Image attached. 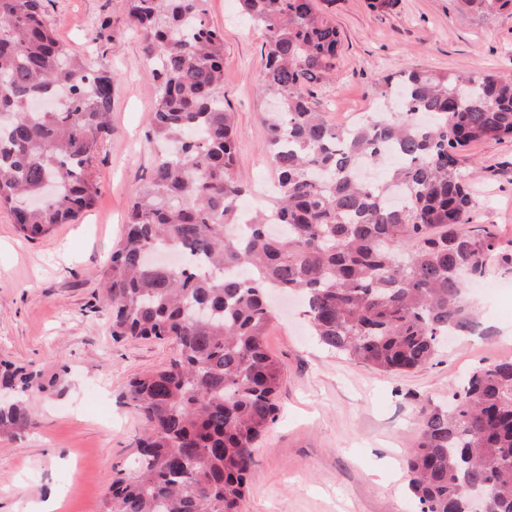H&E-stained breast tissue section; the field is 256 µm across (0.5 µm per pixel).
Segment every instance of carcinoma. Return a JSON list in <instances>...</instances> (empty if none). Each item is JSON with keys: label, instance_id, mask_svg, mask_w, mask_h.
Wrapping results in <instances>:
<instances>
[{"label": "carcinoma", "instance_id": "carcinoma-1", "mask_svg": "<svg viewBox=\"0 0 512 512\" xmlns=\"http://www.w3.org/2000/svg\"><path fill=\"white\" fill-rule=\"evenodd\" d=\"M49 0H0V209L31 240L93 208L90 176L110 132L114 76L73 55ZM207 0H124L141 35L155 107L152 175L136 192L103 272L112 339L174 341L177 354L129 381L144 423L132 472L114 471L101 512H240L253 449L275 422L283 365L265 349L271 291L300 295L329 351L377 371L432 363L452 333L481 326L465 289L512 249L475 207L466 147L512 139V75L403 69L372 91L394 112L331 124L312 88L336 70L340 33L317 0H240L264 34L265 152L278 191L240 223L247 187L224 108V31ZM490 15L512 0H459ZM51 95V112L27 108ZM55 183V196L31 200ZM38 371L0 361V434L36 425ZM406 461L417 512H512V360L477 365L448 404L423 405Z\"/></svg>", "mask_w": 512, "mask_h": 512}]
</instances>
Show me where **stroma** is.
<instances>
[{"mask_svg": "<svg viewBox=\"0 0 512 512\" xmlns=\"http://www.w3.org/2000/svg\"><path fill=\"white\" fill-rule=\"evenodd\" d=\"M321 7L341 39L334 74L314 88L332 123L379 111L371 85L404 68L512 74L511 9L483 15L457 0H399L384 16L367 0ZM206 9L224 30V107L235 123L237 167L252 189L249 204L262 203L264 183L275 179L264 151V35L241 15L239 0H207ZM48 18L72 53L118 79L112 132L92 170L100 189L94 210L30 241L0 209V359L56 382L29 399L34 428L0 437V512H28L47 499L60 501L58 512H99L114 469L128 466L142 433L120 394L175 354L170 342H114L97 300L100 274L155 163L145 146L155 95L122 0H51ZM466 154L476 163L469 180L477 223L512 240V141L476 143ZM474 306L495 336L454 339L434 364L389 374L327 351L311 336L303 306L282 302L264 340L284 367L278 419L253 452L242 512H416L404 463L420 406L447 401L471 367L512 359V292ZM92 385L104 394L80 406Z\"/></svg>", "mask_w": 512, "mask_h": 512, "instance_id": "obj_1", "label": "stroma"}]
</instances>
